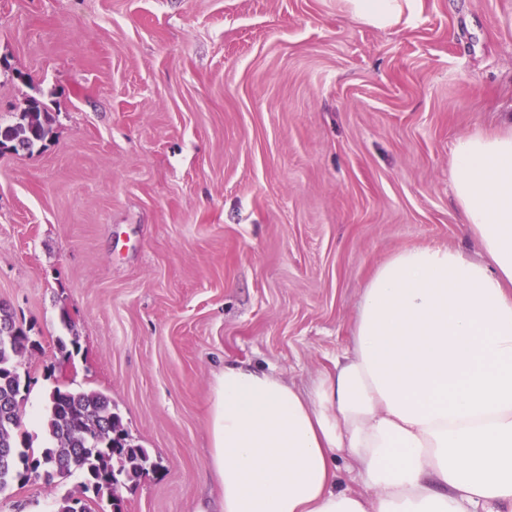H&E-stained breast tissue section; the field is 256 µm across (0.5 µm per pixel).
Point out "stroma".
Wrapping results in <instances>:
<instances>
[{
	"label": "stroma",
	"mask_w": 512,
	"mask_h": 512,
	"mask_svg": "<svg viewBox=\"0 0 512 512\" xmlns=\"http://www.w3.org/2000/svg\"><path fill=\"white\" fill-rule=\"evenodd\" d=\"M0 304L28 329L26 444L57 384L107 394L153 467L124 512H198L225 360L306 388L351 345L394 252L475 250L452 198L461 135L512 110V0H0ZM75 334L64 357L58 338ZM78 475L0 496L56 512ZM350 2L358 16L376 26L391 24L398 13L397 0H350ZM52 133V122L48 112H45L40 101L33 98L27 101L15 124L6 127L0 125V143L2 145L3 139L8 138L13 150L30 152L37 145L49 140ZM1 145L0 150H3L5 147Z\"/></svg>",
	"instance_id": "35a3bbf8"
}]
</instances>
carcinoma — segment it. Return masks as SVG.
Here are the masks:
<instances>
[{
    "mask_svg": "<svg viewBox=\"0 0 512 512\" xmlns=\"http://www.w3.org/2000/svg\"><path fill=\"white\" fill-rule=\"evenodd\" d=\"M52 133L48 113L33 98L15 124L0 126V142L8 138L13 150L29 152L49 140ZM6 329L19 337L27 335L23 325L1 305L0 333ZM30 347L29 340L0 339V449H10L7 464L0 463V495L33 478L50 485L57 477L76 473L81 478L82 492H91L98 499L106 496L111 512H122L115 491L145 473L149 456L145 449L130 443L107 395L55 386L46 405L47 445L38 453L28 445H18L25 400L21 358Z\"/></svg>",
    "mask_w": 512,
    "mask_h": 512,
    "instance_id": "cac0c4a2",
    "label": "carcinoma"
}]
</instances>
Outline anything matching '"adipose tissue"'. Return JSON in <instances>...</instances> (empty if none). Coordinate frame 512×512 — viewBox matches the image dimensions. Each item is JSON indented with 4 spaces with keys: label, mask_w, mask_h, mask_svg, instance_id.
<instances>
[{
    "label": "adipose tissue",
    "mask_w": 512,
    "mask_h": 512,
    "mask_svg": "<svg viewBox=\"0 0 512 512\" xmlns=\"http://www.w3.org/2000/svg\"><path fill=\"white\" fill-rule=\"evenodd\" d=\"M451 189L479 257L405 248L310 388L224 364L208 464L220 512H512V118L460 136ZM367 489L336 486V461Z\"/></svg>",
    "instance_id": "1"
}]
</instances>
